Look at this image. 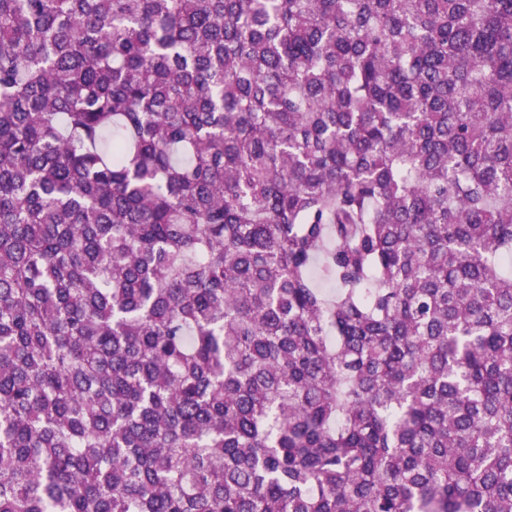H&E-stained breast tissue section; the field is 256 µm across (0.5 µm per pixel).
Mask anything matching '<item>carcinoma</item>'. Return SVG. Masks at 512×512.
<instances>
[{
  "label": "carcinoma",
  "instance_id": "obj_1",
  "mask_svg": "<svg viewBox=\"0 0 512 512\" xmlns=\"http://www.w3.org/2000/svg\"><path fill=\"white\" fill-rule=\"evenodd\" d=\"M0 512H512V0H0Z\"/></svg>",
  "mask_w": 512,
  "mask_h": 512
}]
</instances>
